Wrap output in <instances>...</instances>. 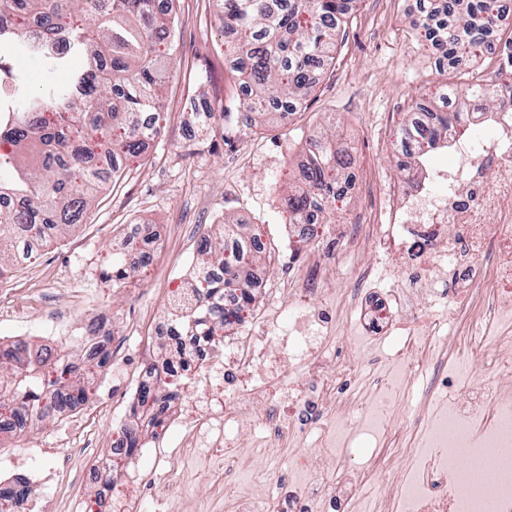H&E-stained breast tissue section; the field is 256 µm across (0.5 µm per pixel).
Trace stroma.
I'll return each instance as SVG.
<instances>
[{"label":"stroma","mask_w":512,"mask_h":512,"mask_svg":"<svg viewBox=\"0 0 512 512\" xmlns=\"http://www.w3.org/2000/svg\"><path fill=\"white\" fill-rule=\"evenodd\" d=\"M174 72L163 100V133L137 159H119V178L98 192L85 220L64 241L34 252L11 277L0 281V337L20 334L39 340L51 321L96 316L117 332L112 350L122 367L100 370L99 392L91 393L78 414L84 450L110 456L112 423L128 416L127 388L138 385L146 364L166 358L157 327L143 312L167 313V299L191 272L203 236L215 234L224 215L259 225L267 243L263 262L280 256L283 200L290 174L317 132L335 131L352 155L353 170L398 184L409 165L406 154L390 150L412 102L432 103L431 91L445 82L471 83L497 66L495 56L474 62L468 71L441 74L435 55L405 53L414 35L418 0H356L341 33L333 64L320 75L313 93L288 122L254 132L243 123L240 87L224 55V23L219 0H174ZM214 113L199 126L194 108ZM132 224H164L172 230L145 271L112 288L100 267L114 242ZM69 418L48 420L24 434L0 439V461L32 448L35 467L58 472L43 489L53 512H75V502L90 506L99 487L82 463V450L69 448L74 432ZM195 483L181 489L179 512H236L204 461L190 457L168 470L177 483L180 471Z\"/></svg>","instance_id":"35a3bbf8"}]
</instances>
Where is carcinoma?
<instances>
[{"mask_svg": "<svg viewBox=\"0 0 512 512\" xmlns=\"http://www.w3.org/2000/svg\"><path fill=\"white\" fill-rule=\"evenodd\" d=\"M355 0H224L225 53L235 59L230 71L243 93L242 107L250 126L263 128L294 114L311 94V71L335 59L342 27ZM506 8L502 0H427L418 20L423 44L442 56L438 65L457 72L469 66V55L489 52L496 37L495 19ZM170 11L156 13L151 0H0V68L11 70L10 53L24 52L31 41L43 78L34 85L15 76L9 90L11 111L0 112V200L19 199L12 210L0 209V278L23 245L49 242L70 234L83 221L99 184L107 180L101 163L116 157H139L146 141L162 130L161 90L168 77L173 45L168 41ZM69 78L60 82L57 75ZM479 77L471 87L477 98L498 105L497 93ZM463 112H441L438 125L423 135L412 124L401 128L404 139L426 155L442 142L448 125ZM300 183L284 198L288 221L296 224L336 221L332 204L347 183L345 149L336 139H312ZM218 241L205 237L193 281L183 285L195 297L171 328L174 353L151 364L139 384L140 402L133 410L140 426L162 423L167 400L177 396V369L190 367L180 341L181 328L193 325L214 337L239 322L224 309V290L240 292L242 305L253 301L248 270L229 239L244 241L259 228L224 218ZM150 260L142 250L112 255L102 270L119 287ZM95 367L109 358L107 340L93 344ZM95 371L78 366L68 352L53 357L27 345L0 352V415L18 410L43 422L58 408L84 403ZM31 493L27 481L0 488V500L15 503Z\"/></svg>", "mask_w": 512, "mask_h": 512, "instance_id": "carcinoma-1", "label": "carcinoma"}]
</instances>
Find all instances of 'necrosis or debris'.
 Here are the masks:
<instances>
[{
    "instance_id": "obj_1",
    "label": "necrosis or debris",
    "mask_w": 512,
    "mask_h": 512,
    "mask_svg": "<svg viewBox=\"0 0 512 512\" xmlns=\"http://www.w3.org/2000/svg\"><path fill=\"white\" fill-rule=\"evenodd\" d=\"M501 95L486 122L449 128L448 165L429 167L421 182L384 187L383 215L347 225L341 247L323 251L326 267L337 249L351 254L363 241L378 259L371 280L404 274L403 287L388 296L351 291L365 336L388 338L385 359L393 373L377 374L363 398L354 389V361L328 372L334 299L296 270L279 278L266 266L250 287L268 292L271 303L261 311L240 309L242 332H227L218 347L203 336L185 337L196 361L193 390L169 403L147 452L168 462L167 428L195 414L186 445L222 459L224 492L238 512H512V384L504 382L512 374V89ZM439 281L448 282V293L433 291L425 305H413L414 289ZM456 322L464 325L459 337L448 333ZM406 387L416 394L404 407L397 397ZM257 396L266 399L263 414L240 420L242 407ZM354 423L371 436L403 428L418 440L407 451L411 467L371 506L364 488L376 461L354 466L336 453ZM258 425L267 451L288 447L302 462L312 440L320 453L337 455L342 481L310 469L241 482L248 451L237 435ZM134 430L132 420L119 421L111 460L96 459L91 467L106 490L104 512H178L174 494L153 501L139 495V488H155L156 475L141 471L126 446ZM115 467L124 469L125 485L113 484ZM21 476L33 489L26 512H49L39 492L51 472L30 470L23 453L0 464V485Z\"/></svg>"
}]
</instances>
